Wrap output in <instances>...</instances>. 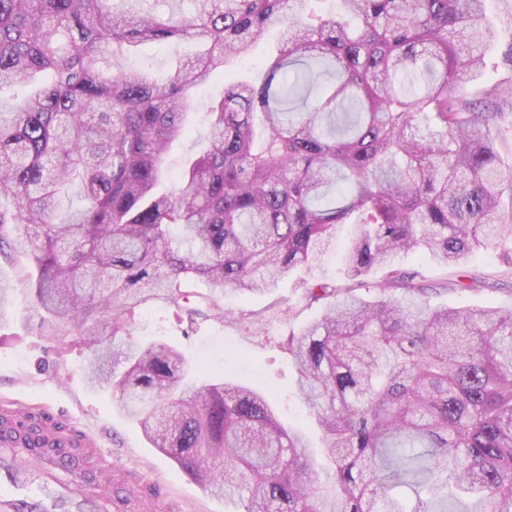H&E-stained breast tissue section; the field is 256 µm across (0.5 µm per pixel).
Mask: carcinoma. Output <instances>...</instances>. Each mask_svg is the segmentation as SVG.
Returning a JSON list of instances; mask_svg holds the SVG:
<instances>
[{
    "instance_id": "1",
    "label": "carcinoma",
    "mask_w": 512,
    "mask_h": 512,
    "mask_svg": "<svg viewBox=\"0 0 512 512\" xmlns=\"http://www.w3.org/2000/svg\"><path fill=\"white\" fill-rule=\"evenodd\" d=\"M311 2L192 0L161 16L0 0V90L31 87L0 100V260L31 262L0 279V305L28 289L42 335L88 346L89 386L241 512H512V309L433 308L420 272L396 263L512 252L499 113L451 93L485 65V0ZM271 28L280 46L263 81L235 78L228 63ZM182 39L201 52L165 80L99 65ZM215 76L209 147L172 181L190 93ZM346 227L344 283L308 281L323 312L285 342L331 486L265 395L189 385L183 352L112 341L151 300L190 328L222 320L224 292L272 291ZM198 283L211 295L181 304Z\"/></svg>"
}]
</instances>
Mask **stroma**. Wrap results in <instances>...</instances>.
<instances>
[{"label":"stroma","mask_w":512,"mask_h":512,"mask_svg":"<svg viewBox=\"0 0 512 512\" xmlns=\"http://www.w3.org/2000/svg\"><path fill=\"white\" fill-rule=\"evenodd\" d=\"M486 17L497 38L485 66L476 75H461L453 87L460 100L502 113L495 132L504 165L512 166V0H487ZM192 43L181 40L159 45L146 43L135 51L115 53L104 63L108 73L145 69L157 75L171 73L177 61L191 57ZM224 90V81L212 79L189 98L188 132L175 141L166 166L177 173L185 160L208 144V105ZM507 258L493 249L469 255L457 265L442 268L420 254L406 255L403 266L422 272L430 287L431 305L452 309L512 308V276L504 274ZM336 256L327 257L311 274L300 272L283 280L275 292L242 300L225 294L220 304L230 320L207 321L186 333L174 306L152 302L143 307L123 335L125 343L153 341L183 351L186 368L197 375L220 376L263 393L271 399L279 420L303 431L319 445L321 431L314 416L296 394L298 374L281 341L316 318L319 306L302 298L303 281L312 276L338 280ZM475 278L474 287L456 286L459 274ZM38 312L32 294L19 289L0 306V399H14L67 413L98 439L99 451L113 465L135 467L159 477L178 497L183 512H234L232 502L208 495L189 475L145 441L137 425L121 414L109 392L89 387L86 366L89 352L79 337L58 341L40 335Z\"/></svg>","instance_id":"stroma-1"}]
</instances>
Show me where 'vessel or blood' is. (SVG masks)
<instances>
[{
  "mask_svg": "<svg viewBox=\"0 0 512 512\" xmlns=\"http://www.w3.org/2000/svg\"><path fill=\"white\" fill-rule=\"evenodd\" d=\"M93 437L69 418L0 401V512H178L139 470L104 465L107 489L91 480Z\"/></svg>",
  "mask_w": 512,
  "mask_h": 512,
  "instance_id": "1",
  "label": "vessel or blood"
}]
</instances>
